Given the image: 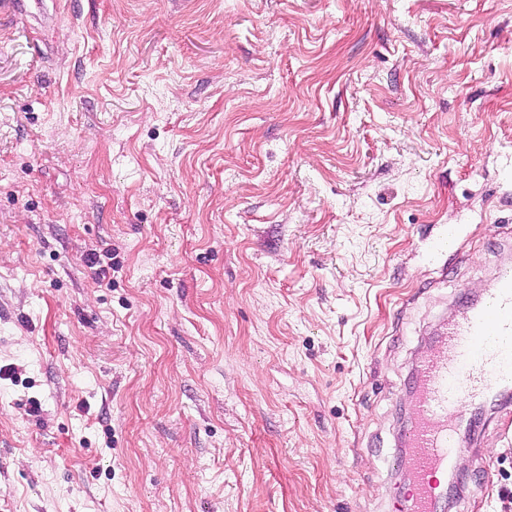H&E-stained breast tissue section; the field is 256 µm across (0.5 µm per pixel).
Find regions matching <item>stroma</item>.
Returning <instances> with one entry per match:
<instances>
[{
    "mask_svg": "<svg viewBox=\"0 0 512 512\" xmlns=\"http://www.w3.org/2000/svg\"><path fill=\"white\" fill-rule=\"evenodd\" d=\"M506 261L512 0L0 17V512H392ZM475 436L444 512H505L512 406Z\"/></svg>",
    "mask_w": 512,
    "mask_h": 512,
    "instance_id": "obj_1",
    "label": "stroma"
}]
</instances>
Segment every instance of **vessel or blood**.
I'll list each match as a JSON object with an SVG mask.
<instances>
[{
	"instance_id": "vessel-or-blood-1",
	"label": "vessel or blood",
	"mask_w": 512,
	"mask_h": 512,
	"mask_svg": "<svg viewBox=\"0 0 512 512\" xmlns=\"http://www.w3.org/2000/svg\"><path fill=\"white\" fill-rule=\"evenodd\" d=\"M512 392V267L501 268L482 296L451 320L416 370V417L400 463L408 493L396 512H437L449 468L469 448L458 424Z\"/></svg>"
}]
</instances>
